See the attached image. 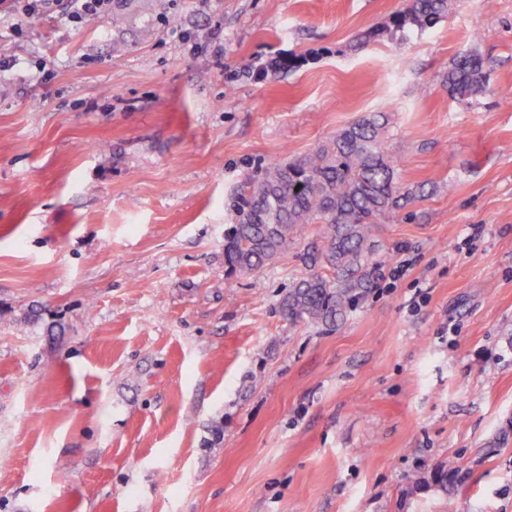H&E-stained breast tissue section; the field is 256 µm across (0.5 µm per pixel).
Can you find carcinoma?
Masks as SVG:
<instances>
[{
	"label": "carcinoma",
	"mask_w": 512,
	"mask_h": 512,
	"mask_svg": "<svg viewBox=\"0 0 512 512\" xmlns=\"http://www.w3.org/2000/svg\"><path fill=\"white\" fill-rule=\"evenodd\" d=\"M447 15L448 0H410L368 39L421 32ZM486 81V62L476 52L458 56L444 77L449 97L460 104L480 96ZM387 124L382 112L365 114L312 152L247 176L235 193L224 237V263L232 272L254 273L305 239L309 225H320L304 253L310 273L280 302L290 322H343L372 289L374 268L385 263L372 251L371 229L409 198L384 147Z\"/></svg>",
	"instance_id": "carcinoma-1"
}]
</instances>
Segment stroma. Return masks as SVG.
I'll return each instance as SVG.
<instances>
[{
  "label": "stroma",
  "instance_id": "1",
  "mask_svg": "<svg viewBox=\"0 0 512 512\" xmlns=\"http://www.w3.org/2000/svg\"><path fill=\"white\" fill-rule=\"evenodd\" d=\"M406 5L0 15V512H512V0L353 50ZM378 111L422 195L341 327L289 323L305 246L229 272L231 197ZM486 81V62L476 52L458 56L444 77L449 97L460 104H471L484 92Z\"/></svg>",
  "mask_w": 512,
  "mask_h": 512
}]
</instances>
